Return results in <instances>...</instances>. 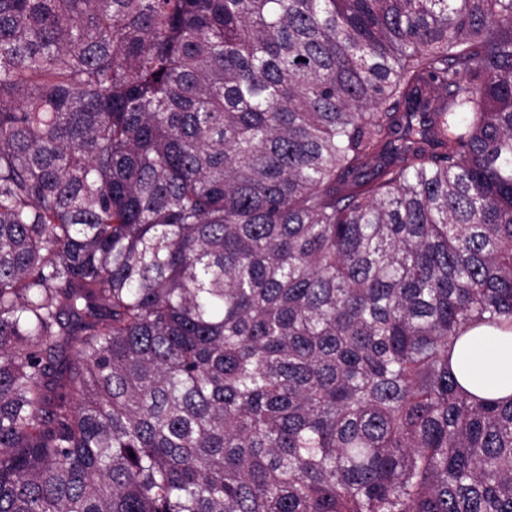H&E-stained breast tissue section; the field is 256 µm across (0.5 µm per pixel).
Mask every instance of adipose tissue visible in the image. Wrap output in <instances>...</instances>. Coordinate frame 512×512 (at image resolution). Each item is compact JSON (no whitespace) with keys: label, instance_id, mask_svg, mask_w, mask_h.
Segmentation results:
<instances>
[{"label":"adipose tissue","instance_id":"adipose-tissue-1","mask_svg":"<svg viewBox=\"0 0 512 512\" xmlns=\"http://www.w3.org/2000/svg\"><path fill=\"white\" fill-rule=\"evenodd\" d=\"M452 368L468 391L487 398L512 396V329L480 325L460 338Z\"/></svg>","mask_w":512,"mask_h":512}]
</instances>
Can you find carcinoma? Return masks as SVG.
Masks as SVG:
<instances>
[{"label": "carcinoma", "instance_id": "obj_1", "mask_svg": "<svg viewBox=\"0 0 512 512\" xmlns=\"http://www.w3.org/2000/svg\"><path fill=\"white\" fill-rule=\"evenodd\" d=\"M512 0H0V512H512ZM452 368L468 391L487 398L512 396V329L480 325L460 338Z\"/></svg>", "mask_w": 512, "mask_h": 512}]
</instances>
